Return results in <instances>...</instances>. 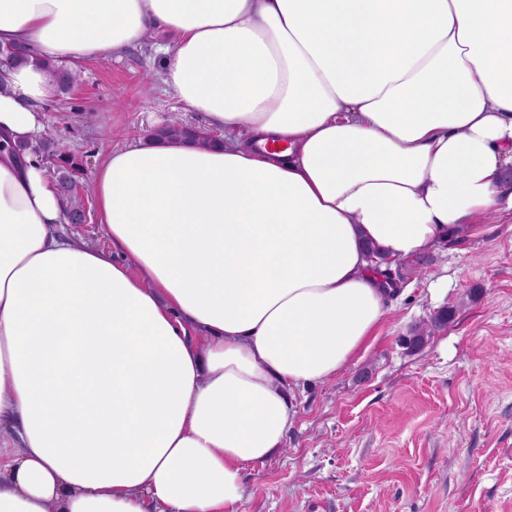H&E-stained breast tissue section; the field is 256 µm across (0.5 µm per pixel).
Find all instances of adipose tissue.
I'll list each match as a JSON object with an SVG mask.
<instances>
[{
	"mask_svg": "<svg viewBox=\"0 0 512 512\" xmlns=\"http://www.w3.org/2000/svg\"><path fill=\"white\" fill-rule=\"evenodd\" d=\"M163 31L222 143L131 142L63 228L57 81ZM0 512H243L299 388L376 339L408 259L512 212V0H0Z\"/></svg>",
	"mask_w": 512,
	"mask_h": 512,
	"instance_id": "adipose-tissue-1",
	"label": "adipose tissue"
}]
</instances>
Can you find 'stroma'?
Wrapping results in <instances>:
<instances>
[{
    "label": "stroma",
    "instance_id": "1",
    "mask_svg": "<svg viewBox=\"0 0 512 512\" xmlns=\"http://www.w3.org/2000/svg\"><path fill=\"white\" fill-rule=\"evenodd\" d=\"M156 31L75 72L44 107L45 133L81 165L87 221L76 240L112 243L97 221L92 180L103 154L157 127L223 129L187 110L163 82ZM396 289L373 347L335 380L295 394L282 450L248 467L245 512H512V215L391 263ZM450 309L419 350L404 336Z\"/></svg>",
    "mask_w": 512,
    "mask_h": 512
}]
</instances>
